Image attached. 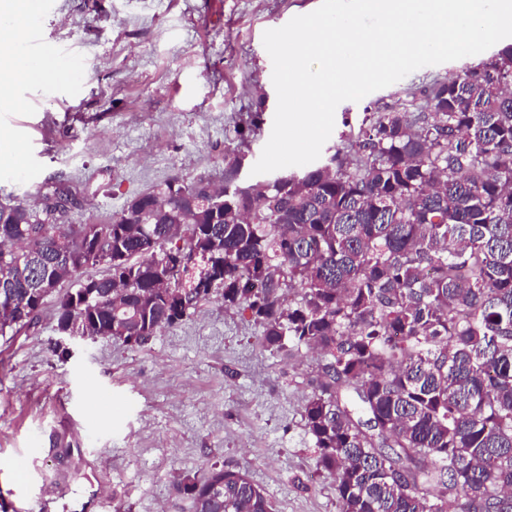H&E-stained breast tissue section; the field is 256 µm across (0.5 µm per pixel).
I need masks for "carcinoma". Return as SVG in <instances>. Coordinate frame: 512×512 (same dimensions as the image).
I'll use <instances>...</instances> for the list:
<instances>
[{"label":"carcinoma","instance_id":"1","mask_svg":"<svg viewBox=\"0 0 512 512\" xmlns=\"http://www.w3.org/2000/svg\"><path fill=\"white\" fill-rule=\"evenodd\" d=\"M423 94L429 113H370L349 148L266 180L265 203L238 159L221 202L175 178L107 224L8 203L0 259L32 246L59 287L107 266L75 312L99 338L144 345L220 289L264 347L315 350L304 421L341 512H512V46ZM29 286L0 291V334L33 321ZM180 492L272 512L239 470Z\"/></svg>","mask_w":512,"mask_h":512}]
</instances>
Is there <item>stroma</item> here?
I'll return each mask as SVG.
<instances>
[{
	"label": "stroma",
	"mask_w": 512,
	"mask_h": 512,
	"mask_svg": "<svg viewBox=\"0 0 512 512\" xmlns=\"http://www.w3.org/2000/svg\"><path fill=\"white\" fill-rule=\"evenodd\" d=\"M320 0H49L39 27L81 70L15 86L0 141L24 155L0 171V197L33 209L51 186L76 198L67 224L110 222L173 178L220 186L268 141L277 106L266 30ZM491 51L420 68L345 101L330 144L372 112L487 62ZM58 297L23 330L0 335V512H193L179 485L212 468L246 472L274 512H339L317 465L303 407L319 355L272 352L250 313L221 291L144 346L63 340Z\"/></svg>",
	"instance_id": "obj_1"
}]
</instances>
